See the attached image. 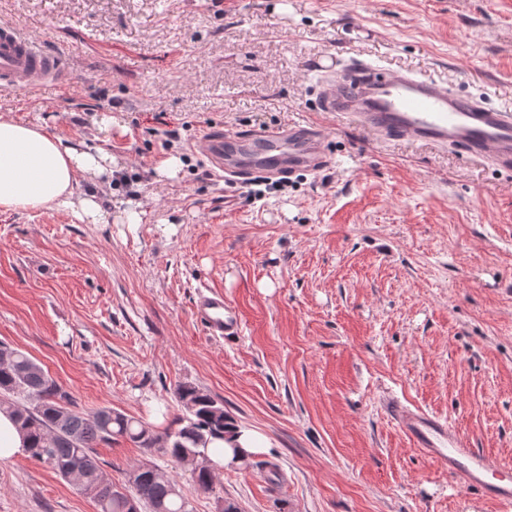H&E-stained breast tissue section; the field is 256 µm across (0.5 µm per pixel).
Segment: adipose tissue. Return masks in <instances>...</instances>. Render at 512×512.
<instances>
[{"label":"adipose tissue","mask_w":512,"mask_h":512,"mask_svg":"<svg viewBox=\"0 0 512 512\" xmlns=\"http://www.w3.org/2000/svg\"><path fill=\"white\" fill-rule=\"evenodd\" d=\"M106 160L103 150L80 149L41 124L0 113V211L70 208L79 220L99 223V205L76 198L75 189L80 177L103 174ZM214 445L212 461L227 468L243 467L269 448L263 436L246 429Z\"/></svg>","instance_id":"1"}]
</instances>
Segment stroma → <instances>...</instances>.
I'll return each mask as SVG.
<instances>
[{"label":"stroma","mask_w":512,"mask_h":512,"mask_svg":"<svg viewBox=\"0 0 512 512\" xmlns=\"http://www.w3.org/2000/svg\"><path fill=\"white\" fill-rule=\"evenodd\" d=\"M1 22L64 53L74 80L0 90V113L112 159L79 182L103 223L0 212L1 343L79 410L161 432L190 384L265 435L269 451L218 472L209 495L155 457L191 512L227 497L242 512H500L456 488L383 405L447 418L512 465V171L378 139L314 103L357 56L512 110V0H0ZM302 121L325 126L334 164L260 199L225 190L194 148L213 127ZM170 156L179 171L158 176ZM131 198L142 223L120 217ZM206 289L239 336L206 333L193 312ZM95 455L119 484L145 459L123 439ZM0 512L98 508L25 455L0 462Z\"/></svg>","instance_id":"35a3bbf8"}]
</instances>
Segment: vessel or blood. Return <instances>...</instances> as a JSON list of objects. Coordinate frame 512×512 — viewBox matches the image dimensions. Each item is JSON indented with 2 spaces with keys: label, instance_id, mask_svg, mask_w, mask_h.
Masks as SVG:
<instances>
[{
  "label": "vessel or blood",
  "instance_id": "vessel-or-blood-1",
  "mask_svg": "<svg viewBox=\"0 0 512 512\" xmlns=\"http://www.w3.org/2000/svg\"><path fill=\"white\" fill-rule=\"evenodd\" d=\"M70 79L61 52L15 25L0 23V89L30 94L67 85ZM316 108L348 116L382 139L403 137L453 146L467 156L489 160L496 168L512 170V111L408 71L352 60L322 83ZM196 147L214 172L230 176L313 172L331 156L329 137L314 122L268 126L247 136L211 132ZM195 315L210 336H232L240 330L236 312L221 293L200 294ZM384 411L457 486L478 490L482 499L512 512V467L486 456L448 419L396 398L386 402Z\"/></svg>",
  "mask_w": 512,
  "mask_h": 512
}]
</instances>
